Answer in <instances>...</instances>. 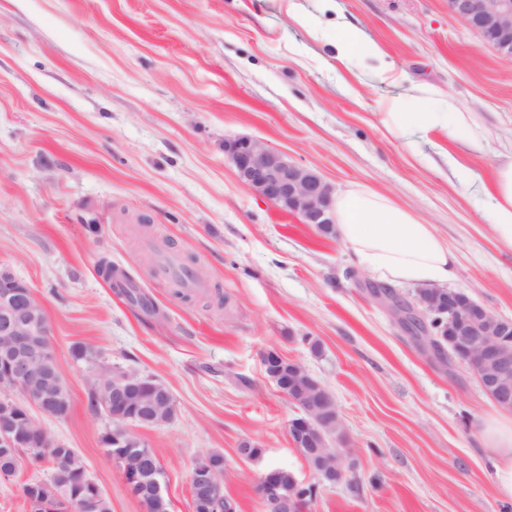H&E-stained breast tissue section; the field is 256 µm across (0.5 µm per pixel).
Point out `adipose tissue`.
<instances>
[{
	"instance_id": "1",
	"label": "adipose tissue",
	"mask_w": 512,
	"mask_h": 512,
	"mask_svg": "<svg viewBox=\"0 0 512 512\" xmlns=\"http://www.w3.org/2000/svg\"><path fill=\"white\" fill-rule=\"evenodd\" d=\"M383 123L401 134L422 129L448 138L459 136L474 151L481 150L485 141L483 128L451 102L441 112L389 111ZM486 193L492 202L495 236L503 248L512 251V157L498 165ZM333 211L336 229L357 263L385 281L435 288L455 280V257L431 225L421 223L389 197L348 188L334 194ZM484 434L494 450L491 466L499 494L512 501V428L501 427L491 417L485 422Z\"/></svg>"
}]
</instances>
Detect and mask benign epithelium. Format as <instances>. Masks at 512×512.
I'll return each mask as SVG.
<instances>
[{"label":"benign epithelium","mask_w":512,"mask_h":512,"mask_svg":"<svg viewBox=\"0 0 512 512\" xmlns=\"http://www.w3.org/2000/svg\"><path fill=\"white\" fill-rule=\"evenodd\" d=\"M449 10L466 26L478 32L498 55L512 62V0H448ZM224 155L232 162L241 181L261 197L297 216L326 236L335 234L332 208L333 186L317 171L288 161L263 141L247 136L224 139ZM0 285L7 292L0 295V354L6 365V379H0V396L25 397L23 410L31 423L35 407L44 412L42 401L27 397V392L41 380L50 366L56 365L51 345V328L42 305L30 286L9 271L0 270ZM432 312L448 313L444 330L448 344L460 348L466 363L476 374L482 390H491L496 403L512 407V319L494 314L466 297L461 291L420 290L412 315L423 317ZM266 375L279 391L294 401L293 395L306 400V417L290 421L292 444L306 449L307 455L325 461L327 441L319 427V413L335 403L332 394L297 360L288 359L275 349L263 355ZM141 377L121 369L112 381V398L102 406L118 402L138 387ZM174 414V399L162 383L150 394L146 420L158 416L169 420ZM130 417H120L115 432L122 448H136L142 439L131 429ZM221 487L218 473L195 469L190 476L192 505L203 500L210 505L218 499ZM258 491L264 512H304L306 503L288 495L275 480V473L265 470L258 478Z\"/></svg>","instance_id":"7a95c632"}]
</instances>
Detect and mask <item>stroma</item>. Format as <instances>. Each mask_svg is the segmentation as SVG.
<instances>
[{
  "mask_svg": "<svg viewBox=\"0 0 512 512\" xmlns=\"http://www.w3.org/2000/svg\"><path fill=\"white\" fill-rule=\"evenodd\" d=\"M0 0V269L27 283L51 328L70 390L45 420L74 448L112 512H144L87 406L100 364L148 374L173 418L135 432L159 451L169 512H192L200 456H224V492L263 512L271 467L315 487L308 512H512L498 495L482 429L497 408L464 363L440 364L359 285L348 244L323 237L239 180L231 136L257 138L334 189L367 188L432 225L457 258L452 287L512 317V252L491 229L479 187L460 185L450 151L490 181L512 155V63L448 0ZM350 23L394 66L338 65L330 21ZM453 99L486 133L462 139L382 123L410 85ZM200 269L179 295L161 256ZM112 264L151 302L131 305L100 272ZM319 341L313 354L310 341ZM89 348L75 356L76 345ZM270 349L333 394L347 439L345 478L320 484L292 446L299 413L267 378ZM263 455L240 458L242 439ZM0 479V512H30L23 484Z\"/></svg>",
  "mask_w": 512,
  "mask_h": 512,
  "instance_id": "35a3bbf8",
  "label": "stroma"
}]
</instances>
